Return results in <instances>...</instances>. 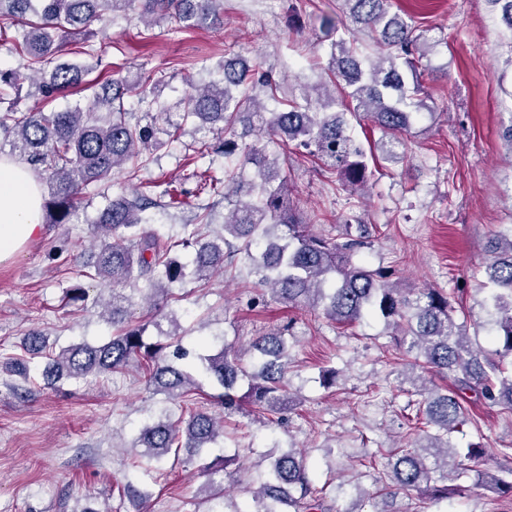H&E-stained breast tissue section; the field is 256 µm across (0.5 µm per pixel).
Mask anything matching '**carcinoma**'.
<instances>
[{"label": "carcinoma", "mask_w": 512, "mask_h": 512, "mask_svg": "<svg viewBox=\"0 0 512 512\" xmlns=\"http://www.w3.org/2000/svg\"><path fill=\"white\" fill-rule=\"evenodd\" d=\"M347 23L377 37L380 51L366 54L339 38L332 43L319 88L304 87L305 104L295 100L269 110L258 100L261 91L276 99L279 84L260 64L235 57L219 62L217 77L200 85L188 81L185 110L155 113L149 80L109 79L103 93L86 107L58 112L10 109L0 113V136L10 139L12 154L38 165L49 184L42 203L45 222L63 226L86 198L87 189L112 182L126 169L136 170L146 157L177 138L187 121L198 119V130L211 140L201 142L200 157L215 150L235 160L224 171V181L211 179L212 190L224 184L223 232L208 233L213 204H197L185 236L173 242L143 227V212L161 202L143 192L106 198L95 233L100 245L93 251V268L100 291L112 297V338L99 345L71 344L49 354L43 371L47 385L79 380L90 374L113 373L141 362L145 383L165 395L168 405L139 428L130 448L136 467L152 477L168 455L185 462L203 461L207 476L204 512H243L228 509L224 491V457L207 460L212 448L224 441V417L241 411L252 421L281 423L290 408L288 392V338L293 327H283L253 338L240 354L215 336L203 352L183 346L184 331L176 314L168 315L170 331L150 339L149 325H159L163 304L186 280L202 287L229 273L236 257L245 254L257 277L258 303L268 301L304 306L329 320L352 326L366 316L384 321L396 351L410 358L415 373L405 381L421 396L416 413L407 418L405 438L388 453L369 456L377 491L358 490L357 512H400L392 507L400 491H415L435 503L463 498L488 484L512 496V469L499 476L476 469L486 449L474 443L462 453L450 440L465 426L478 427L467 404L484 401L512 413V230L487 242L484 306L497 348L487 352L472 343L458 323L448 294L440 288L409 291L397 287L391 271L354 262L357 250L372 237L368 225H356L338 240L316 234L293 209L288 172L267 143L291 142L317 157L344 183L365 186L370 172L363 146L350 132L346 115L370 121L382 130L379 163L396 162L407 152V140L416 120L414 108H425L421 82L433 48L428 30L419 29L391 12V0H339ZM147 23L171 22L202 27L224 12V0H0V16L18 21L14 42L42 77L31 84L49 99L82 83L85 67L62 59V48L72 37L91 36L92 23L104 16L125 18L132 9ZM24 78L0 70V101L21 97ZM138 96L140 114L125 109L124 98ZM106 112L101 122L96 113ZM193 249L185 262L170 256L173 248ZM148 282L147 304L154 313L145 323L127 319L130 297L122 285ZM26 351L46 354L48 340L33 332ZM220 388L209 395L224 415L192 409L201 395L200 379ZM384 462L377 463V458ZM475 473L473 483L456 480ZM249 512H326L325 489L317 488L308 469V453L297 448L272 452L257 473Z\"/></svg>", "instance_id": "obj_1"}]
</instances>
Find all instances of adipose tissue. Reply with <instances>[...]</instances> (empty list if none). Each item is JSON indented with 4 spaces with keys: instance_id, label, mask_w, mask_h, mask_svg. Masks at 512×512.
I'll use <instances>...</instances> for the list:
<instances>
[{
    "instance_id": "ef3b65f1",
    "label": "adipose tissue",
    "mask_w": 512,
    "mask_h": 512,
    "mask_svg": "<svg viewBox=\"0 0 512 512\" xmlns=\"http://www.w3.org/2000/svg\"><path fill=\"white\" fill-rule=\"evenodd\" d=\"M40 193L31 170L0 160V264L12 262L22 248L42 236Z\"/></svg>"
}]
</instances>
